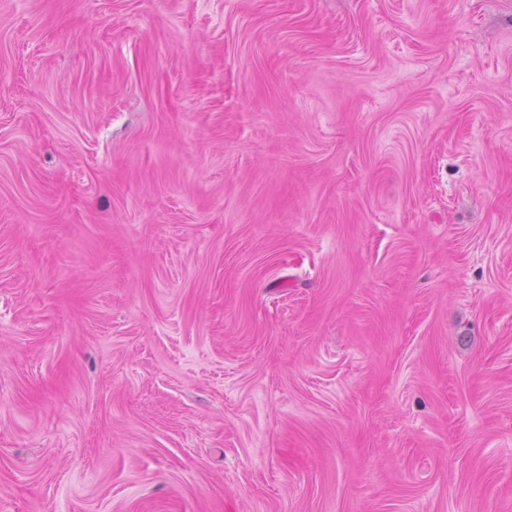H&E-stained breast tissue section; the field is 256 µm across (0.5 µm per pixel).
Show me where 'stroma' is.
<instances>
[{
  "label": "stroma",
  "mask_w": 512,
  "mask_h": 512,
  "mask_svg": "<svg viewBox=\"0 0 512 512\" xmlns=\"http://www.w3.org/2000/svg\"><path fill=\"white\" fill-rule=\"evenodd\" d=\"M0 512H512V0H0Z\"/></svg>",
  "instance_id": "1"
}]
</instances>
